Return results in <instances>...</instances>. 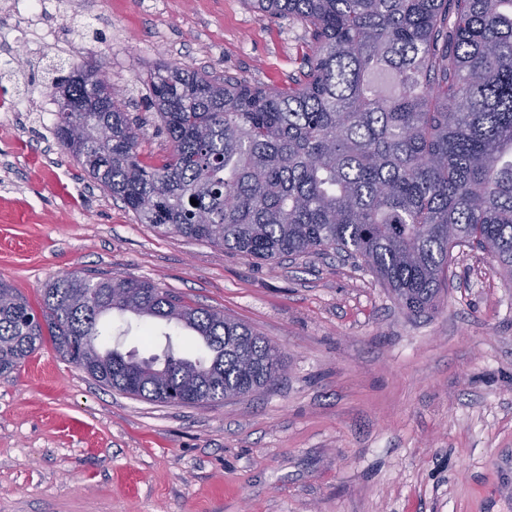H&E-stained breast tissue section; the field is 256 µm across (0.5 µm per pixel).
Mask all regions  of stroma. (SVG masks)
I'll list each match as a JSON object with an SVG mask.
<instances>
[{"label":"stroma","instance_id":"1","mask_svg":"<svg viewBox=\"0 0 512 512\" xmlns=\"http://www.w3.org/2000/svg\"><path fill=\"white\" fill-rule=\"evenodd\" d=\"M0 0V278L39 305L67 273L132 276L278 344L269 390L211 406L131 397L44 343L0 378V512H512V279L453 251L435 309L411 316L336 255L259 263L150 224L94 186L45 111L56 72L102 56L146 132L175 62L260 86L301 78L311 35L243 0H64L37 20ZM191 330L113 314L101 342L187 354Z\"/></svg>","mask_w":512,"mask_h":512}]
</instances>
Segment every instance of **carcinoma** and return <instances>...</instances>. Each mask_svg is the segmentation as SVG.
I'll return each instance as SVG.
<instances>
[{
	"label": "carcinoma",
	"mask_w": 512,
	"mask_h": 512,
	"mask_svg": "<svg viewBox=\"0 0 512 512\" xmlns=\"http://www.w3.org/2000/svg\"><path fill=\"white\" fill-rule=\"evenodd\" d=\"M244 2L311 32L303 79L266 88L157 64L146 102L171 150L154 166L117 91L88 112L87 86L62 75L61 148L142 224L264 261L332 250L413 314L435 308L457 247L512 277V0ZM115 311L189 329L204 351L160 363L105 349ZM47 340L104 386L159 403L246 397L283 369L250 327L146 280L65 274L36 311L0 279V377Z\"/></svg>",
	"instance_id": "cac0c4a2"
}]
</instances>
